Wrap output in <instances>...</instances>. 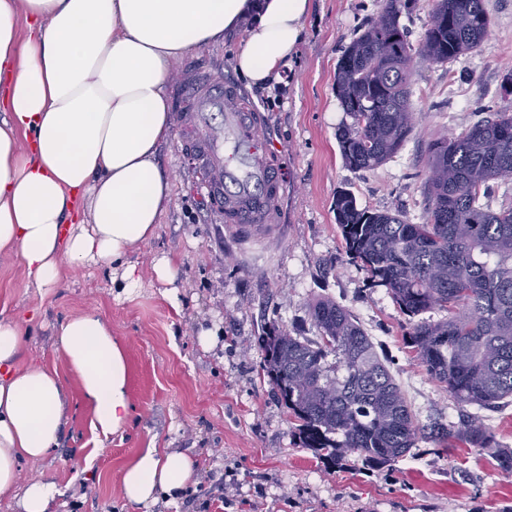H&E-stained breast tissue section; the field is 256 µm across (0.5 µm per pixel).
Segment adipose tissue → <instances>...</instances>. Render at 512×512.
Returning <instances> with one entry per match:
<instances>
[{"label":"adipose tissue","mask_w":512,"mask_h":512,"mask_svg":"<svg viewBox=\"0 0 512 512\" xmlns=\"http://www.w3.org/2000/svg\"><path fill=\"white\" fill-rule=\"evenodd\" d=\"M311 0H0V252L15 253L29 287L45 293L63 262L112 272L124 293L142 285L129 256L155 234L171 186L158 152L172 135L170 64L237 37L235 68L276 83L301 40ZM28 334L0 317V495L19 512H55L46 478L20 465L57 448L69 405L60 377L17 358ZM56 347L78 375L101 435L131 413L128 368L93 313L64 321ZM195 474L175 448L143 449L122 475L124 498L178 500Z\"/></svg>","instance_id":"ef3b65f1"}]
</instances>
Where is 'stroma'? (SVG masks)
<instances>
[{"label": "stroma", "instance_id": "1", "mask_svg": "<svg viewBox=\"0 0 512 512\" xmlns=\"http://www.w3.org/2000/svg\"><path fill=\"white\" fill-rule=\"evenodd\" d=\"M484 5L491 27L481 44L453 62L418 65L410 84L412 132L393 158L360 170L340 153L337 134L347 117L334 90L336 63L379 8L374 0H313L285 70L284 104L261 113L262 133L286 184L275 228L262 238L216 221L176 124L184 105L176 72L233 83L259 105L258 88L235 69L236 39L172 62L164 88L175 124L158 156L171 198L155 236L130 256L141 288L124 294L109 270L69 263L58 288L41 294L28 287L20 257L0 253V316L34 318L19 363L57 371L70 396L58 447L46 459L22 462L21 480H54L63 493L59 512H512V474L501 472L488 450L449 448L427 436L410 455L376 467L354 455L332 465L301 447L262 371L258 342L272 321L293 335L315 337L309 305L330 296L381 348L421 425L440 421L455 428L470 413L496 443L512 449V403L464 407L427 375L407 343L406 316L350 259L335 210L343 190L360 206L424 222L430 140L457 136L481 120L479 99L512 113V93L503 88L512 72V0ZM164 254L177 266L176 308L153 269L154 258ZM86 313L111 327L128 366L131 416L105 441L92 429L78 376L53 345L61 323ZM206 329L217 334L210 349L199 343ZM152 444L173 445L194 459L197 482L177 504L143 511L126 505L121 477ZM220 497L226 507H211Z\"/></svg>", "mask_w": 512, "mask_h": 512}]
</instances>
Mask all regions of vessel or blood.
<instances>
[{"label":"vessel or blood","mask_w":512,"mask_h":512,"mask_svg":"<svg viewBox=\"0 0 512 512\" xmlns=\"http://www.w3.org/2000/svg\"><path fill=\"white\" fill-rule=\"evenodd\" d=\"M182 94L186 149L195 159L202 186L219 220L242 234L267 231L284 185L275 173L273 149L261 133V117L237 86L188 74Z\"/></svg>","instance_id":"1"}]
</instances>
